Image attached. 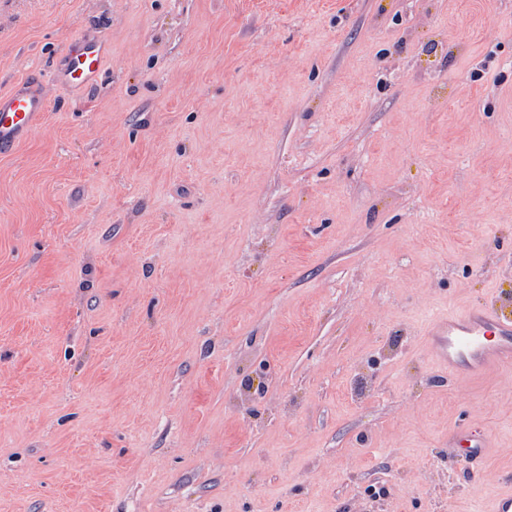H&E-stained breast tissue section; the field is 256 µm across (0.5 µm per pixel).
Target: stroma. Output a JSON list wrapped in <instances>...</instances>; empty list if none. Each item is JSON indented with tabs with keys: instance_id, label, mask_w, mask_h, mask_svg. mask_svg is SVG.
I'll use <instances>...</instances> for the list:
<instances>
[{
	"instance_id": "35a3bbf8",
	"label": "stroma",
	"mask_w": 512,
	"mask_h": 512,
	"mask_svg": "<svg viewBox=\"0 0 512 512\" xmlns=\"http://www.w3.org/2000/svg\"><path fill=\"white\" fill-rule=\"evenodd\" d=\"M102 43L96 85L56 82ZM0 512H487L512 367V0H0ZM488 442L473 480L454 436ZM46 101L38 85L29 84L0 95V152L11 150L45 114ZM426 336L449 380L512 364V316L495 302L439 314Z\"/></svg>"
}]
</instances>
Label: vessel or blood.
I'll return each mask as SVG.
<instances>
[{
	"instance_id": "vessel-or-blood-1",
	"label": "vessel or blood",
	"mask_w": 512,
	"mask_h": 512,
	"mask_svg": "<svg viewBox=\"0 0 512 512\" xmlns=\"http://www.w3.org/2000/svg\"><path fill=\"white\" fill-rule=\"evenodd\" d=\"M105 55L91 41H77L71 50L63 83L75 86L94 84L101 74ZM46 101L39 86L25 85L0 95V152L11 150L43 117ZM427 347L449 378L479 376L493 368L512 365V316L496 304H483L466 310L437 315L427 331ZM456 467L473 471L483 457L482 440L469 436L459 439Z\"/></svg>"
}]
</instances>
